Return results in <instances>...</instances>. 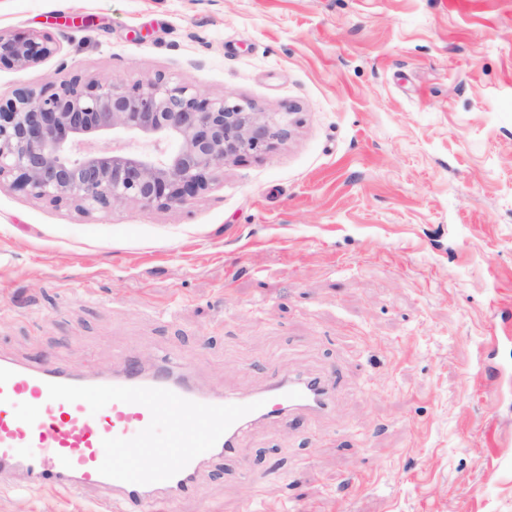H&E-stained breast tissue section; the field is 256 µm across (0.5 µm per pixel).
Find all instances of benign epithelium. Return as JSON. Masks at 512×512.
Here are the masks:
<instances>
[{
    "mask_svg": "<svg viewBox=\"0 0 512 512\" xmlns=\"http://www.w3.org/2000/svg\"><path fill=\"white\" fill-rule=\"evenodd\" d=\"M55 51L50 34L0 33V67L26 69ZM111 134L127 136L129 147H97ZM287 135L288 113L277 118L229 95L203 97L187 82L75 75L0 102V177L36 198L87 208L183 205L224 165Z\"/></svg>",
    "mask_w": 512,
    "mask_h": 512,
    "instance_id": "1",
    "label": "benign epithelium"
}]
</instances>
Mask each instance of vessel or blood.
<instances>
[{"label": "vessel or blood", "mask_w": 512, "mask_h": 512, "mask_svg": "<svg viewBox=\"0 0 512 512\" xmlns=\"http://www.w3.org/2000/svg\"><path fill=\"white\" fill-rule=\"evenodd\" d=\"M334 391L329 378L283 374L245 399L207 394L166 357L148 373L128 361L95 379L0 358V483L105 488L118 512H147L190 495L199 469L239 454L252 426L327 414Z\"/></svg>", "instance_id": "1"}]
</instances>
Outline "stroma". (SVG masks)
Returning a JSON list of instances; mask_svg holds the SVG:
<instances>
[{"label": "stroma", "mask_w": 512, "mask_h": 512, "mask_svg": "<svg viewBox=\"0 0 512 512\" xmlns=\"http://www.w3.org/2000/svg\"><path fill=\"white\" fill-rule=\"evenodd\" d=\"M58 50L0 99L157 75L287 112L191 203L87 209L0 178V357L86 375L177 352L246 397L337 371L335 409L259 425L177 512H512V0H0ZM104 489L0 488V512Z\"/></svg>", "instance_id": "obj_1"}]
</instances>
